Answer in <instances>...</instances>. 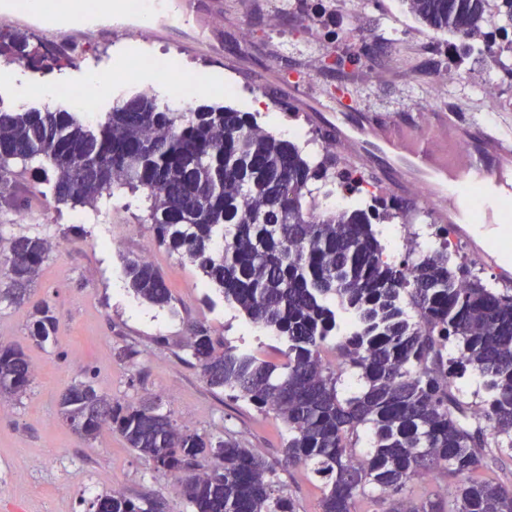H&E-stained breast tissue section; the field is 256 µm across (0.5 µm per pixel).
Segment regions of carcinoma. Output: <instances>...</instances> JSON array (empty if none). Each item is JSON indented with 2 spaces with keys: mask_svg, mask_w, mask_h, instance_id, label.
Returning <instances> with one entry per match:
<instances>
[{
  "mask_svg": "<svg viewBox=\"0 0 512 512\" xmlns=\"http://www.w3.org/2000/svg\"><path fill=\"white\" fill-rule=\"evenodd\" d=\"M488 0H409L436 31L472 36ZM365 42L338 58L336 72L375 62ZM0 57L39 61L19 28L0 30ZM39 164L59 204L93 206L126 188L149 202L155 241L188 259L246 320L287 343L286 361L242 352L192 329L191 356L206 384L230 390L281 420L283 467L304 466L322 481L321 512H357L359 498H390L388 512H512V486L477 480L487 449L512 450V289L495 290L464 261L446 225L439 246L407 269L384 259L374 225L405 216L408 205L378 197L372 208L330 212L310 185L345 191L363 178L318 160L264 131L253 112L199 105L186 112L134 94L95 127L75 112L16 111L0 102V187L17 165ZM52 244L21 235L0 253V301L17 304L40 276ZM133 292L159 307L172 293L154 264L124 260ZM57 332L48 303L36 308L31 336ZM481 379L484 396L460 398L457 380ZM359 390L339 391L350 375ZM34 368L27 354L0 345V396L20 395ZM152 401L123 406L83 381L61 396V414L85 440L104 427L165 472L194 512H293L273 496L275 471L239 442L182 431L151 416ZM108 414L105 423L97 412ZM370 448L358 452L363 431ZM216 460L207 468L204 461ZM446 476L448 500L406 495L415 479ZM118 491L95 512H161Z\"/></svg>",
  "mask_w": 512,
  "mask_h": 512,
  "instance_id": "carcinoma-1",
  "label": "carcinoma"
}]
</instances>
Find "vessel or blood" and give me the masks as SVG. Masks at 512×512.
<instances>
[{
    "instance_id": "1",
    "label": "vessel or blood",
    "mask_w": 512,
    "mask_h": 512,
    "mask_svg": "<svg viewBox=\"0 0 512 512\" xmlns=\"http://www.w3.org/2000/svg\"><path fill=\"white\" fill-rule=\"evenodd\" d=\"M261 91L280 94L287 107L305 110L325 144L366 177L435 223L448 225L484 261L512 251L502 239L495 251L477 231L501 221L499 203L512 195V126L463 111L454 104L380 110L349 90L331 95L302 76L277 69L247 71Z\"/></svg>"
}]
</instances>
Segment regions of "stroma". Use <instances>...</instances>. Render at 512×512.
<instances>
[{
    "mask_svg": "<svg viewBox=\"0 0 512 512\" xmlns=\"http://www.w3.org/2000/svg\"><path fill=\"white\" fill-rule=\"evenodd\" d=\"M220 2L223 25H214L210 0H200L189 26L152 33L137 42L112 31L113 26L127 24L124 14L108 25L95 22L93 12L86 10L81 27L63 21L54 29L6 15L5 25L26 24L40 50L62 47L68 57L58 66L46 62L13 69L12 80L0 82V102L16 110L42 108L49 103L19 97L16 83L50 81L78 91L86 89L90 74L108 77L130 68L142 56L158 55L167 59L172 78L209 85L204 103L242 112L249 111L251 103H260L257 121L269 132L293 124L305 155L317 159L326 145L311 122L290 120L272 96L247 80L242 68H225L224 55L241 52L244 66L272 68L281 57L300 66L309 55L322 59L368 39L386 43L388 52L380 65L385 80L364 79L351 85L366 104L404 109L431 98L440 104L462 103L479 116L484 113L477 91L483 79L480 69H470L461 84L449 89L439 86L435 73L425 69V60L443 49L444 35L417 21L407 0H368L363 28L350 41L332 43L311 29L308 18L327 14L338 32H349L350 8L342 0ZM275 12L281 15V25L273 30L267 19ZM199 26L212 29L211 49L192 46L193 30ZM245 29L251 32L246 43L241 40ZM165 88L154 74L142 70L129 83L109 79L102 83L100 93L93 96V111H84L75 96L62 94L49 105L81 113L86 122L94 123L137 93H149L159 106H166ZM16 191V205L0 200V250L19 234L46 238L55 249L24 305L0 302V342L23 348L36 368L25 395L0 401V504H17L24 512H91L98 496L116 488L134 499L160 501L162 512H193L176 492L173 475L132 452L112 429H103L88 442L63 420L60 397L80 380L124 405L156 398L161 412L180 427L217 439H236L269 463H277L285 432L282 422L231 391L212 392L193 364L186 338L190 325L200 324L210 336L278 363L283 360L279 341L245 333L244 318L225 305L199 270L156 244L150 224L144 221L147 204L142 196L119 190L103 195L93 207L59 205L31 165L20 170ZM130 224L138 225V234H127ZM144 253L169 283L170 305H151L130 289L123 260ZM43 302L52 307L58 330L54 339L39 346L29 326L35 307ZM127 349L132 357H124ZM278 476L280 494L290 500L294 512H319L318 477L303 467L279 471Z\"/></svg>",
    "mask_w": 512,
    "mask_h": 512,
    "instance_id": "obj_1",
    "label": "stroma"
}]
</instances>
